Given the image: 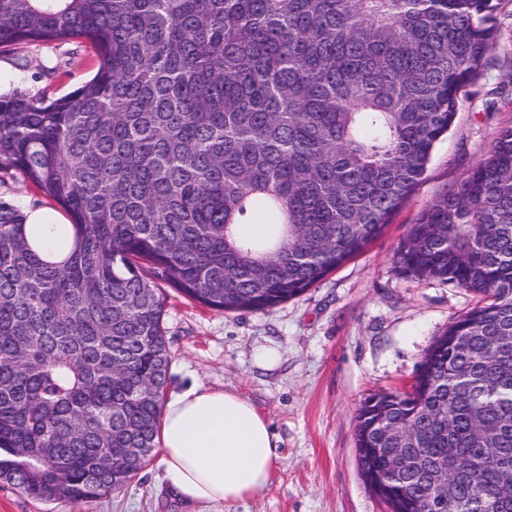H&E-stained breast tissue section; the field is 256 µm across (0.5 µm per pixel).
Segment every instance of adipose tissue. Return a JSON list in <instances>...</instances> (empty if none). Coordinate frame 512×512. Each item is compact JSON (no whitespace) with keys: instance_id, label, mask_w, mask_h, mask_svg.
<instances>
[{"instance_id":"obj_1","label":"adipose tissue","mask_w":512,"mask_h":512,"mask_svg":"<svg viewBox=\"0 0 512 512\" xmlns=\"http://www.w3.org/2000/svg\"><path fill=\"white\" fill-rule=\"evenodd\" d=\"M66 221L50 207L26 210V224L43 240L44 259L62 260L53 227ZM157 442L162 482L193 512L258 494L280 459L268 421L249 400L198 384L166 400Z\"/></svg>"}]
</instances>
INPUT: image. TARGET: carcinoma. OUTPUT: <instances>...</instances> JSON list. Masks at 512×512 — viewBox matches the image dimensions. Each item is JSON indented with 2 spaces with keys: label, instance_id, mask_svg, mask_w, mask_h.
<instances>
[{
  "label": "carcinoma",
  "instance_id": "1",
  "mask_svg": "<svg viewBox=\"0 0 512 512\" xmlns=\"http://www.w3.org/2000/svg\"><path fill=\"white\" fill-rule=\"evenodd\" d=\"M507 2L0 0V48L84 39L100 59L65 97L0 96V176L71 220L49 262L0 199V481L92 501L144 469L171 362L158 283L262 310L362 253L499 65ZM258 211L270 239H241ZM394 260L478 302L409 389L363 399L360 473L391 512H512V125Z\"/></svg>",
  "mask_w": 512,
  "mask_h": 512
}]
</instances>
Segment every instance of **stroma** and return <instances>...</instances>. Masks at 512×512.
Listing matches in <instances>:
<instances>
[{"label": "stroma", "instance_id": "obj_1", "mask_svg": "<svg viewBox=\"0 0 512 512\" xmlns=\"http://www.w3.org/2000/svg\"><path fill=\"white\" fill-rule=\"evenodd\" d=\"M98 68L80 39L0 49V80L10 90L61 98ZM506 69L486 72L461 97L414 195L363 252L301 296L269 310L217 312L162 286L171 351L169 391L195 382L247 398L278 438L270 484L223 512H387L366 486L356 459L362 400L401 391L448 324L476 304L463 288L401 274L394 251L414 220L488 154L512 123V95L493 98ZM280 354L260 364L258 349ZM150 463L121 490L91 502H40L0 481V512H187Z\"/></svg>", "mask_w": 512, "mask_h": 512}]
</instances>
